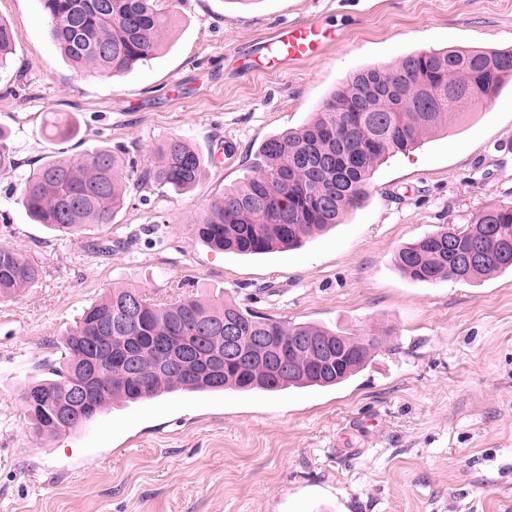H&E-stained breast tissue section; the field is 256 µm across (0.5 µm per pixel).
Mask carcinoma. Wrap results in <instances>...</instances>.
<instances>
[{
	"mask_svg": "<svg viewBox=\"0 0 512 512\" xmlns=\"http://www.w3.org/2000/svg\"><path fill=\"white\" fill-rule=\"evenodd\" d=\"M180 0H40L52 38L77 69L115 76L136 64H148L160 49L161 34L177 14ZM11 27L0 20V69L13 52ZM512 80V49H432L405 55L388 69L370 65L344 78L301 126L271 135L258 147L253 174L224 188L192 224L197 240L212 250L239 255L297 249L312 236L340 223L358 207L377 166L386 157L409 151L425 138L448 129V118L472 100V88L484 89V103ZM20 163L0 137V173ZM203 163L196 149L171 136L144 164L126 148L96 146L78 158L51 157L22 178L19 203L36 224L76 234L112 225L115 215L146 187L182 194L196 185ZM484 245L481 258L464 255ZM399 270L414 282H471L512 271V204L482 209L461 228L444 227L402 246ZM41 270L17 249L0 247V300L34 287ZM137 301L142 337L131 354L150 367L162 359L169 340L196 347L202 357L224 349L213 326L230 322L242 336V349L224 361V375L210 381L190 368L132 376V359L123 349L122 326L131 301ZM112 337V364L102 373L98 411L130 405L174 392L264 391L336 386L367 365L387 343L384 336H345L324 325L292 323L259 314L234 300L184 296L157 302L139 288H114L84 308L61 342L58 365L48 378L24 390L25 413L38 433L56 435L86 423L53 416L80 377L86 361L85 337ZM256 336H276L286 345L314 336L336 346L324 364L301 352L296 375L267 370Z\"/></svg>",
	"mask_w": 512,
	"mask_h": 512,
	"instance_id": "cac0c4a2",
	"label": "carcinoma"
}]
</instances>
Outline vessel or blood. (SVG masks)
Returning <instances> with one entry per match:
<instances>
[{
    "label": "vessel or blood",
    "mask_w": 512,
    "mask_h": 512,
    "mask_svg": "<svg viewBox=\"0 0 512 512\" xmlns=\"http://www.w3.org/2000/svg\"><path fill=\"white\" fill-rule=\"evenodd\" d=\"M336 30L312 21H296L278 29L261 49L269 67L313 59L332 42Z\"/></svg>",
    "instance_id": "b4317fda"
}]
</instances>
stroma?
I'll list each match as a JSON object with an SVG mask.
<instances>
[{"instance_id":"obj_1","label":"stroma","mask_w":512,"mask_h":512,"mask_svg":"<svg viewBox=\"0 0 512 512\" xmlns=\"http://www.w3.org/2000/svg\"><path fill=\"white\" fill-rule=\"evenodd\" d=\"M14 47L0 74V132L20 172L0 175V247L43 270L0 302V512H512V274L416 283L403 245L512 202V87L463 105L447 134L383 162L362 206L303 247L215 252L192 234L210 199L246 176L260 143L300 126L364 65L412 51L512 48V0H184L148 65L79 72L39 0H0ZM291 20L335 27L317 58L267 67L260 43ZM75 122L66 144L50 121ZM179 135L204 157L188 193L145 188L104 234L60 237L18 203L23 173L67 148L150 156ZM115 286L166 300L232 298L294 323L389 333L331 389L174 393L38 434L22 393L42 379L82 309Z\"/></svg>"}]
</instances>
